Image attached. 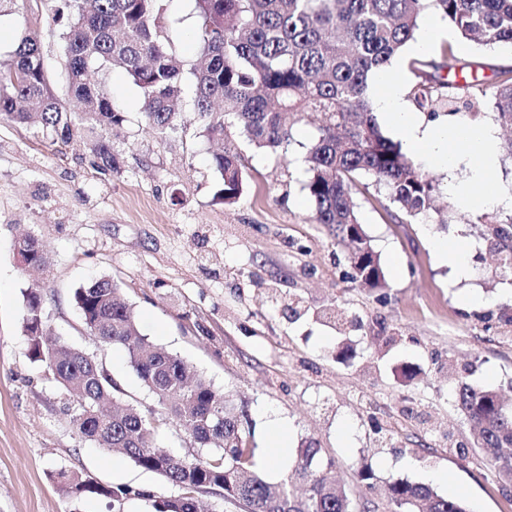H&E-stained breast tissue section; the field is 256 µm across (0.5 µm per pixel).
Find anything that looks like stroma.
I'll return each mask as SVG.
<instances>
[{"label":"stroma","instance_id":"35a3bbf8","mask_svg":"<svg viewBox=\"0 0 512 512\" xmlns=\"http://www.w3.org/2000/svg\"><path fill=\"white\" fill-rule=\"evenodd\" d=\"M169 37L187 64L198 58L193 0H165ZM49 0H13L0 11V61L16 41L36 37L51 85L65 95L66 59ZM466 59L512 66V46L460 40ZM95 81L126 114L112 136L121 169L92 164L82 139L51 143L29 125L0 121V512H155L177 487L123 455L80 439L62 413L63 394L45 366L33 363L22 332L23 293L43 289L53 336L94 354L120 383L121 399L154 410L157 443L181 456L195 446L132 371L124 350L98 347L85 330L73 293L93 280L118 283L152 343L177 355L223 390L249 421L266 481L289 474L302 441H319L354 500L391 512L389 482L428 483L463 499L470 512H512L499 480L475 453H460L466 420L452 404L449 361L476 387L499 390L512 408V282L462 210L445 170L421 163L437 181L436 218L407 221L376 186L355 192L359 217L381 257L388 285L370 290L346 276L344 251L312 219L304 189L303 144L316 135L294 123L290 155L256 149L238 126L210 139L193 114L191 78L182 81V126L158 138L141 114L139 89L120 69ZM237 155L245 177L236 204L219 197L215 152ZM31 234L46 254L38 270L20 262L15 242ZM465 237L472 275L453 282L435 251ZM331 307L329 327L316 315ZM416 376L406 379L403 369ZM288 425L286 456L271 462L268 414ZM369 468L372 481L362 480ZM79 472L133 494L113 507L92 494H63L52 475ZM443 473V482L431 474Z\"/></svg>","mask_w":512,"mask_h":512}]
</instances>
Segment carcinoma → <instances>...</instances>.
Wrapping results in <instances>:
<instances>
[{"instance_id":"cac0c4a2","label":"carcinoma","mask_w":512,"mask_h":512,"mask_svg":"<svg viewBox=\"0 0 512 512\" xmlns=\"http://www.w3.org/2000/svg\"><path fill=\"white\" fill-rule=\"evenodd\" d=\"M200 19L202 63L193 69V108L209 137L224 135L229 117L256 148L289 152L295 143L287 116L312 119L315 138L304 156L305 189L312 218L347 248L349 277L367 288L387 287L380 256L358 217L353 194L370 177L390 203L410 219L425 217L437 184L423 174L400 145L385 137L370 104L371 80L412 41L423 15L447 21L462 40L483 46L512 43V0H194ZM52 20L62 26L67 60V97L52 90L39 41L20 39L15 60L0 68V118L38 128L68 143L83 132L93 165L117 172L121 161L109 133L125 122L90 72L125 71L139 88L148 128L166 135L179 125L184 63L171 46L163 0H53ZM418 81L409 95L431 115L447 106L478 110V95L492 94L497 120L512 126V66L493 70L491 91L458 82L484 65L448 47L439 61L413 59ZM213 163L222 181L220 198L232 205L244 178L231 152ZM480 239L498 256L500 276L512 277V217L505 223L478 219ZM73 301L89 335L102 348L120 347L138 379L205 453L179 456L155 443V413L127 403L107 404L122 393L94 357L45 335V298L24 292L23 332L28 356L46 366L67 396L66 411L78 436L118 451L136 466L163 475L181 493L155 504V512H198V495L241 503L246 512H371L354 503L330 479L332 462L309 440L296 450L292 475L271 486L256 467L250 428L228 396L190 374L177 356L143 335L121 287L100 278L75 290ZM454 403L464 414L470 448L481 454L503 486L512 485V413L492 388L475 387L458 376ZM66 495L94 494L114 502L129 495L123 486H104L82 474H54ZM392 512H468L464 501L444 498L430 487L395 480L389 486Z\"/></svg>"}]
</instances>
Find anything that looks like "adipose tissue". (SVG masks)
Returning a JSON list of instances; mask_svg holds the SVG:
<instances>
[{
  "label": "adipose tissue",
  "mask_w": 512,
  "mask_h": 512,
  "mask_svg": "<svg viewBox=\"0 0 512 512\" xmlns=\"http://www.w3.org/2000/svg\"><path fill=\"white\" fill-rule=\"evenodd\" d=\"M380 93L376 106L412 152L425 155L436 167L455 170L468 157L469 176L460 194L463 208L512 207V190L496 184V134L493 128L463 122L426 124L409 112L402 79L393 70L376 78Z\"/></svg>",
  "instance_id": "adipose-tissue-1"
}]
</instances>
